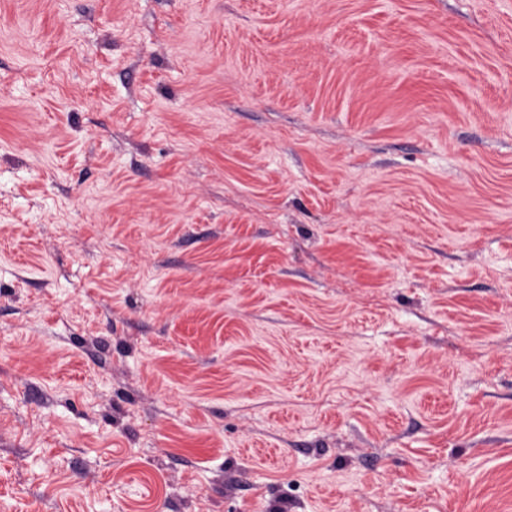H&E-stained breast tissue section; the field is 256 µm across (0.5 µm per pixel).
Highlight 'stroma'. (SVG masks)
<instances>
[{
	"instance_id": "stroma-1",
	"label": "stroma",
	"mask_w": 512,
	"mask_h": 512,
	"mask_svg": "<svg viewBox=\"0 0 512 512\" xmlns=\"http://www.w3.org/2000/svg\"><path fill=\"white\" fill-rule=\"evenodd\" d=\"M0 512H512V0H0Z\"/></svg>"
}]
</instances>
